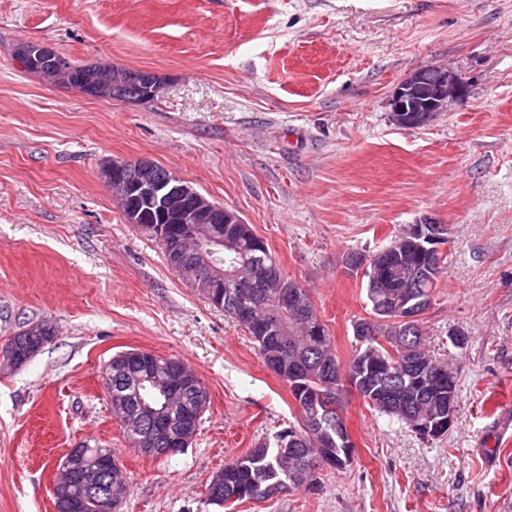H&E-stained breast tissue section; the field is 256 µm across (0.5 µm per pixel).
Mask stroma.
Instances as JSON below:
<instances>
[{
  "mask_svg": "<svg viewBox=\"0 0 512 512\" xmlns=\"http://www.w3.org/2000/svg\"><path fill=\"white\" fill-rule=\"evenodd\" d=\"M22 42L166 87L91 98L22 71ZM434 65L468 80L467 99L396 125V86ZM109 159L152 160L250 224L344 364L369 311L346 255L408 224L451 230L421 331L457 381L452 430L421 438L345 389L350 465L320 492L232 512H512V0H0V346L26 324L55 330L26 364L0 365V512H54L82 443L118 455L120 512H223L211 476L301 414L244 328L125 222ZM131 348L182 360L208 391L182 453L152 459L125 439L99 373Z\"/></svg>",
  "mask_w": 512,
  "mask_h": 512,
  "instance_id": "obj_1",
  "label": "stroma"
}]
</instances>
